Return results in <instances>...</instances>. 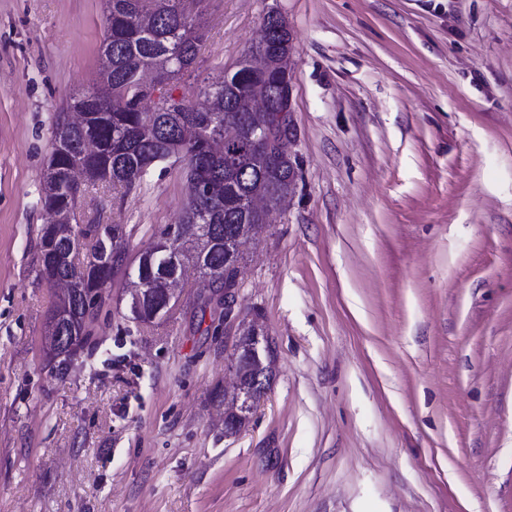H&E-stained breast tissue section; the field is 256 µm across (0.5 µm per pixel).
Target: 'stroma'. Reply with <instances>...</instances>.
<instances>
[{"label": "stroma", "instance_id": "obj_1", "mask_svg": "<svg viewBox=\"0 0 512 512\" xmlns=\"http://www.w3.org/2000/svg\"><path fill=\"white\" fill-rule=\"evenodd\" d=\"M196 107L278 9L292 35L294 192L236 306L191 274L153 322L129 279L55 369L37 280L52 131L97 78L105 0H0V512H512V0H199ZM181 163L86 187L129 255L175 226ZM275 377L224 434L232 338ZM139 282L141 283L140 285L131 282V288H129V294L131 297V313L133 315V318L137 320H154L158 316L160 311L157 309L143 307L141 304L136 302L139 299H142L143 293L146 291V288H142V284H144V281L140 279Z\"/></svg>", "mask_w": 512, "mask_h": 512}]
</instances>
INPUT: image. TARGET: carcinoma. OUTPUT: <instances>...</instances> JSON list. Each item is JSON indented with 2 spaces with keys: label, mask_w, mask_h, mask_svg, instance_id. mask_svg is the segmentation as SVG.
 <instances>
[{
  "label": "carcinoma",
  "mask_w": 512,
  "mask_h": 512,
  "mask_svg": "<svg viewBox=\"0 0 512 512\" xmlns=\"http://www.w3.org/2000/svg\"><path fill=\"white\" fill-rule=\"evenodd\" d=\"M178 0H106L104 32L99 58H107L109 66H99L94 87L72 99L69 108L81 112V125L67 127L64 119L57 118L49 166L41 197L43 208L66 218L69 228L51 239L47 229H41L40 244L48 247L44 273L59 275L70 280L73 288L68 299L55 301L53 310L64 308L66 316L59 321H48V330H57L69 338L65 360L76 355L91 337L82 310L85 300L102 288L112 284L114 268L129 263L135 265V274H142L143 257L114 263L112 255L105 253L109 229L105 224H90L98 238L86 245L88 232L72 224L77 210L76 200L70 197L64 185L65 172L74 166L84 167L89 184L120 186L130 189L131 180L141 184L149 173V162L174 157L190 166L202 155L207 137L224 126L236 130L235 140L224 155L211 161L213 191L207 204L199 206L190 199L179 220L182 227L178 244L172 245L179 272L191 267L201 277L209 270L239 265L244 260L249 238L244 225L263 223V215L251 212L246 202L263 195L274 204L288 200L293 192L294 171L287 160L278 163L271 156L253 146L259 136L277 139L272 129H255L248 118L249 104L259 95H269L275 77L282 73L281 65L291 52V34L288 23H279L278 16L265 14L262 34L258 43L266 44L273 64L272 73L264 78L256 75L247 60L240 61L237 69L226 73L217 83L208 85L205 96L208 105L195 108L186 99H174L167 91L161 92L151 110L143 107L148 97L140 86L141 74L164 66L169 48H179L180 66L174 80H181L190 71L200 43L194 32L177 10ZM159 5L167 6L155 21L152 32L145 33L137 21L138 14ZM149 125L152 135L144 138L139 130ZM91 140L96 151L84 153L83 143ZM255 344L254 338L241 339L230 354L233 368L242 372V389L238 398L224 403L228 416H236L251 395L249 374L242 362Z\"/></svg>",
  "instance_id": "1"
}]
</instances>
